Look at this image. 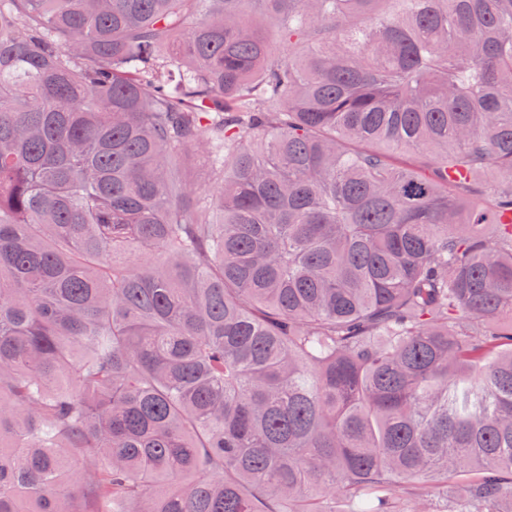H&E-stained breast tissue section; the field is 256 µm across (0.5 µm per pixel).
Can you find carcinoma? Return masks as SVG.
<instances>
[{"instance_id":"carcinoma-1","label":"carcinoma","mask_w":512,"mask_h":512,"mask_svg":"<svg viewBox=\"0 0 512 512\" xmlns=\"http://www.w3.org/2000/svg\"><path fill=\"white\" fill-rule=\"evenodd\" d=\"M438 496L512 512V0H0V512Z\"/></svg>"}]
</instances>
